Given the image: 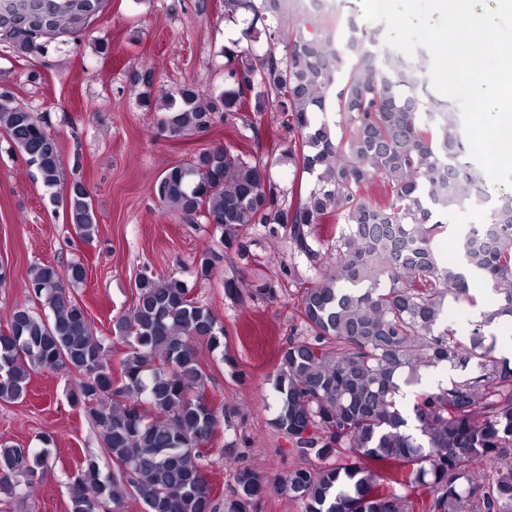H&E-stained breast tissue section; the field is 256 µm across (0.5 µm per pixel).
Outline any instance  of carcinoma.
Returning <instances> with one entry per match:
<instances>
[{
	"instance_id": "1",
	"label": "carcinoma",
	"mask_w": 512,
	"mask_h": 512,
	"mask_svg": "<svg viewBox=\"0 0 512 512\" xmlns=\"http://www.w3.org/2000/svg\"><path fill=\"white\" fill-rule=\"evenodd\" d=\"M24 1L35 5L31 25L5 27ZM108 2L0 0V44L25 55L76 38ZM287 10V0H224V14L246 17L245 36L265 37L266 52L224 48L228 70L219 93L188 85L175 97H141L161 113L158 127L170 137L205 133L229 119L256 131L254 117L271 106L293 133L283 156L299 175L314 177L309 190L286 191L270 179L267 161L229 145L200 151L154 184L169 211L221 229L225 250L242 249L251 225L274 234L282 228L316 271L299 299L307 335L289 339L278 354L272 426L321 465L271 484L226 445L235 490L224 512H255L270 488L288 493L302 512H467L476 497L481 512H512V362L485 343L480 324L465 338L438 328L445 300L475 303L467 270L500 297L484 323L512 320V197L486 223L459 231L462 239L484 231L488 243L466 247L461 266L442 263L434 243L448 229L443 215L465 206L480 180L455 113L448 108L433 121L425 90L404 67L383 68L380 51L370 49L376 38L352 20L343 38L319 33L316 16L307 15L291 25L278 53ZM324 112L337 120H318ZM0 130L46 188L61 182L58 140L34 113L0 98ZM372 184L376 196L365 193ZM51 200L80 239L94 238L98 218L81 182ZM326 223L335 225L330 254L316 247ZM219 260L201 253L196 279H210ZM84 280L78 262L66 284L54 264L30 269L29 288L49 315L22 305L10 312L8 333L0 331V403L23 399L37 371L64 367L74 375L68 401L99 430L119 475L102 476L97 459L84 457L71 476L68 512H100L127 497L144 512H217L205 461L218 416L205 397L208 375L196 342L220 347L224 327L184 281L144 272L132 310L113 323L115 338L126 343L114 368L111 346L93 333L72 295ZM277 285L265 279L245 288L232 277L224 293L273 302ZM440 365L470 372L417 395L407 409L402 386ZM49 455L47 448L1 444L0 490L32 481Z\"/></svg>"
}]
</instances>
